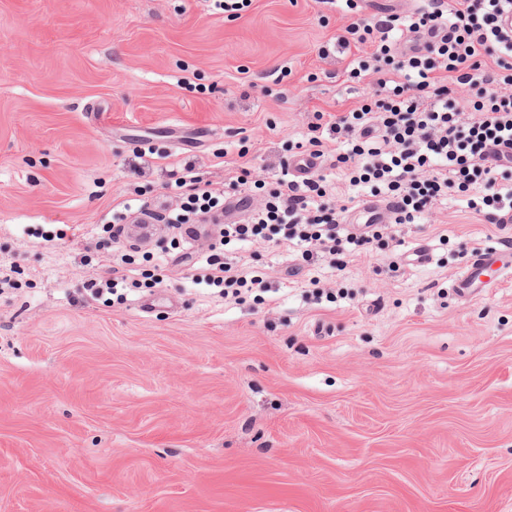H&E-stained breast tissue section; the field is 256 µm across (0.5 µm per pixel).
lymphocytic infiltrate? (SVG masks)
Returning <instances> with one entry per match:
<instances>
[{
    "label": "lymphocytic infiltrate",
    "instance_id": "1",
    "mask_svg": "<svg viewBox=\"0 0 512 512\" xmlns=\"http://www.w3.org/2000/svg\"><path fill=\"white\" fill-rule=\"evenodd\" d=\"M345 5L353 20L318 54L348 55L350 77H374L378 89L334 121L314 113L294 148L344 171L349 195L336 199L320 170L268 185L252 180L244 162L220 189L188 163L175 180L181 202L169 221L176 225L216 221L225 195L249 187L264 193L247 223L221 227L194 276L196 284L223 289L225 298L265 286L245 261L222 259L223 247L233 242H289L306 260L385 251L396 239L395 226L416 223L451 196L487 223L512 224V156L492 153L495 145H512V32L500 26L512 0H428L411 14L378 20L356 16V0ZM406 31L429 40L393 51L392 38ZM365 190L395 200L391 222L344 226L345 213Z\"/></svg>",
    "mask_w": 512,
    "mask_h": 512
}]
</instances>
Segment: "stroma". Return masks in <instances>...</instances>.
I'll return each mask as SVG.
<instances>
[{"mask_svg": "<svg viewBox=\"0 0 512 512\" xmlns=\"http://www.w3.org/2000/svg\"><path fill=\"white\" fill-rule=\"evenodd\" d=\"M347 21L341 0H0V512H512V253L480 297L451 288L512 226L448 199L401 226L395 272L234 243L270 287L243 303L193 283L206 247L164 234L127 264L104 231L176 162L220 185L245 147L280 174L314 112L374 91L318 55ZM143 271L157 287L83 299Z\"/></svg>", "mask_w": 512, "mask_h": 512, "instance_id": "obj_1", "label": "stroma"}]
</instances>
